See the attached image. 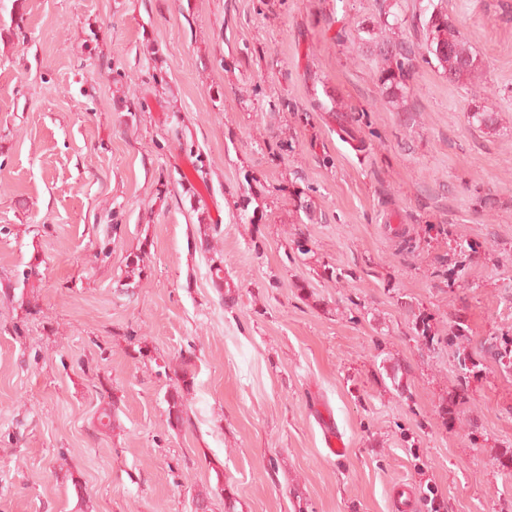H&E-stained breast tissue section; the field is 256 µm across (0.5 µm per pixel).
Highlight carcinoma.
I'll return each mask as SVG.
<instances>
[{
	"label": "carcinoma",
	"mask_w": 512,
	"mask_h": 512,
	"mask_svg": "<svg viewBox=\"0 0 512 512\" xmlns=\"http://www.w3.org/2000/svg\"><path fill=\"white\" fill-rule=\"evenodd\" d=\"M425 11L429 16L424 20L425 50L443 69L448 81L458 83L470 77L478 69L477 57L471 52L460 31L448 22V14L433 3ZM374 52L389 63L380 70L377 81L383 92L399 96L406 86V80L415 69L416 50L411 44L382 40L374 43ZM181 376L176 379L169 394L168 419L170 424L179 426L184 422L185 392L194 385L191 362L182 360Z\"/></svg>",
	"instance_id": "cac0c4a2"
}]
</instances>
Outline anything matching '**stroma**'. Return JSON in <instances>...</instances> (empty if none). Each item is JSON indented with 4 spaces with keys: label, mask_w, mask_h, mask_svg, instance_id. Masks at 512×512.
Wrapping results in <instances>:
<instances>
[{
    "label": "stroma",
    "mask_w": 512,
    "mask_h": 512,
    "mask_svg": "<svg viewBox=\"0 0 512 512\" xmlns=\"http://www.w3.org/2000/svg\"><path fill=\"white\" fill-rule=\"evenodd\" d=\"M427 1L0 0V512H512V0L388 99ZM373 51L389 63L388 68L379 71L377 77L379 85L385 94L398 97L406 86V80L415 69L416 50L414 45L382 40L374 43ZM183 368L181 369V376L177 377L175 384L169 394L168 403V419L170 424L178 427L184 422V398L185 392L189 393V390L194 385V373L189 368L191 365L190 360L183 358Z\"/></svg>",
    "instance_id": "stroma-1"
}]
</instances>
